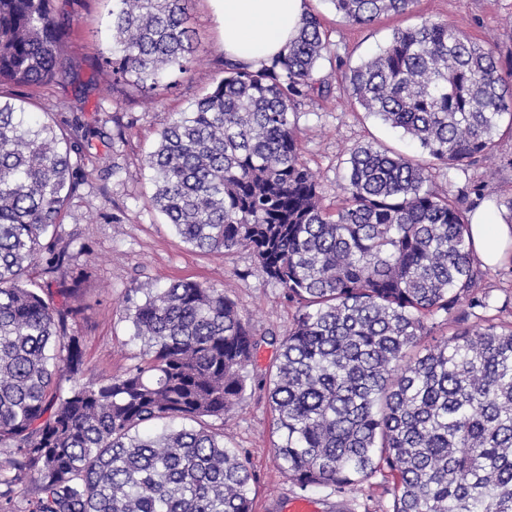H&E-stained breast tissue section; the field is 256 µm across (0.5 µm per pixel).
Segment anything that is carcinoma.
<instances>
[{
  "mask_svg": "<svg viewBox=\"0 0 512 512\" xmlns=\"http://www.w3.org/2000/svg\"><path fill=\"white\" fill-rule=\"evenodd\" d=\"M111 2L108 85L158 95L191 71V0ZM329 2L359 26L415 4ZM70 22L55 0H0V83L66 79ZM327 51L309 12L267 63L224 59V77L145 156L149 204L195 249L250 251L297 304L268 379L289 480L344 489L380 472L389 512H512V321L477 313L490 301L469 221L433 174L492 152L504 118L512 126V81L445 20L396 30L342 80L425 159L356 147L332 213L292 120L329 96ZM69 127L0 98V512H253L248 460L208 420L241 402L258 347L276 337L255 334L224 289L147 292L127 308L136 362L80 382L78 278L58 234L46 237L83 181L88 137L79 118ZM35 265L45 286L27 288ZM440 323L451 333L434 336Z\"/></svg>",
  "mask_w": 512,
  "mask_h": 512,
  "instance_id": "cac0c4a2",
  "label": "carcinoma"
}]
</instances>
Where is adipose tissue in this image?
Returning <instances> with one entry per match:
<instances>
[{
    "mask_svg": "<svg viewBox=\"0 0 512 512\" xmlns=\"http://www.w3.org/2000/svg\"><path fill=\"white\" fill-rule=\"evenodd\" d=\"M225 54L260 66L291 41L308 11L307 0H216ZM474 251L486 266L498 265L512 251V225L489 213L475 212L470 220Z\"/></svg>",
    "mask_w": 512,
    "mask_h": 512,
    "instance_id": "obj_1",
    "label": "adipose tissue"
}]
</instances>
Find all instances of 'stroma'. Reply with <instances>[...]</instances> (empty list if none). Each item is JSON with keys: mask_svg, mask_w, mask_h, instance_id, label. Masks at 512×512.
Returning <instances> with one entry per match:
<instances>
[{"mask_svg": "<svg viewBox=\"0 0 512 512\" xmlns=\"http://www.w3.org/2000/svg\"><path fill=\"white\" fill-rule=\"evenodd\" d=\"M320 12L329 36L321 71L332 85L328 97L306 101L294 117L302 156L315 173L324 205L334 206L338 184L345 179L346 161L355 146L376 141L407 155L419 147L399 130L367 114L339 88V61L358 64L375 55L394 31L423 18L443 19L466 32L499 60L503 72H512V0H417L409 15L388 16L369 26L346 23L329 0H310ZM108 0H68L74 16L66 38L71 74L61 82L38 88L0 86V96L25 100L30 112L64 128L80 118L90 146L82 160L86 177L67 204L57 232L81 270L80 287L73 298L81 308L70 327L78 336L89 366L86 379L106 377L132 363L141 343L133 337L126 317V298L142 301L143 287L163 288L176 280H193L222 287L237 305L253 332L283 336L297 307L282 288L264 277L253 255L238 250L223 255L191 248L176 235L164 216L147 204L154 190L152 174L143 160L160 131L224 75L221 22L214 0H192L191 26L198 56L190 74L155 96L131 85L100 93L94 84L96 64L109 55ZM435 180L449 190L465 214L483 209L507 216L512 199V133L497 136L490 158L460 168L437 171ZM494 308L490 317L512 319V253L487 270L483 282ZM276 348L259 347L250 371L255 379L244 401L224 417V444L245 452L254 475L253 512H289L293 497L307 498L315 512H390L391 485L375 474L344 492L329 488L300 489L280 469L273 452L277 437L265 376Z\"/></svg>", "mask_w": 512, "mask_h": 512, "instance_id": "35a3bbf8", "label": "stroma"}]
</instances>
